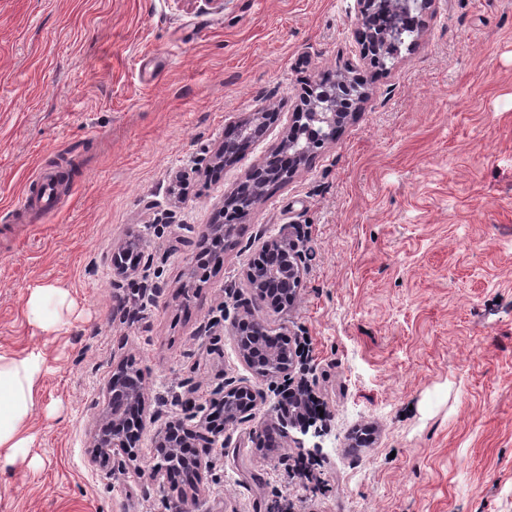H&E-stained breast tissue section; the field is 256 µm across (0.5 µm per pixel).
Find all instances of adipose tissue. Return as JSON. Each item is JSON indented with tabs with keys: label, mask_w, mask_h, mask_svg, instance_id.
<instances>
[{
	"label": "adipose tissue",
	"mask_w": 512,
	"mask_h": 512,
	"mask_svg": "<svg viewBox=\"0 0 512 512\" xmlns=\"http://www.w3.org/2000/svg\"><path fill=\"white\" fill-rule=\"evenodd\" d=\"M45 375L40 350H0V473L13 466L19 449L31 441L29 421Z\"/></svg>",
	"instance_id": "ef3b65f1"
}]
</instances>
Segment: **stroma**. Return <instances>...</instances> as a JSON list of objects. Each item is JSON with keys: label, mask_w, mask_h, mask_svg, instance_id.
Wrapping results in <instances>:
<instances>
[{"label": "stroma", "mask_w": 512, "mask_h": 512, "mask_svg": "<svg viewBox=\"0 0 512 512\" xmlns=\"http://www.w3.org/2000/svg\"><path fill=\"white\" fill-rule=\"evenodd\" d=\"M356 0H0V216L40 169L69 172L62 208L31 211L0 250V347L48 371L32 447L0 475V512H166L154 435L255 381L234 322L244 270L287 226L302 284L270 315L309 354L290 380L326 404L303 448L267 449L263 410L207 449L202 512H512V0H437L385 70L359 57ZM359 115L287 184L267 187L196 294L206 225L291 119L303 83L347 66ZM278 122L233 166L200 173L231 121ZM146 261L118 279L112 249ZM68 291L58 323L28 322L31 288ZM142 302L131 319L114 293ZM144 374V460L90 461L96 405L118 361ZM370 443L353 446L359 429ZM313 475L286 480L282 455Z\"/></svg>", "instance_id": "obj_1"}]
</instances>
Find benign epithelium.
Here are the masks:
<instances>
[{
    "instance_id": "1",
    "label": "benign epithelium",
    "mask_w": 512,
    "mask_h": 512,
    "mask_svg": "<svg viewBox=\"0 0 512 512\" xmlns=\"http://www.w3.org/2000/svg\"><path fill=\"white\" fill-rule=\"evenodd\" d=\"M356 3L359 23L365 24L374 14L380 29L375 40L366 39L360 43V56L372 60L376 55L387 54L394 39L403 35L412 22V6L418 4L420 10L426 11L434 5L435 0H356ZM351 73L352 68L349 67L329 84L317 79L304 87L299 103L292 112L291 124L270 151V155L276 157L288 155V169L271 168L265 160L248 173L246 182L253 186L251 195L239 198L234 189L225 192L219 218L201 234L200 251L194 257V267L202 269L212 263V259L204 256L208 242L216 243L222 239L224 245H229V237L239 227L237 220L247 215L262 198L268 180L288 183L300 168L310 163L319 149L336 139V130L357 115V110L367 97L362 89L346 101L342 111H337L341 90L357 84L351 78ZM278 119L279 112L267 107L232 122L215 158L225 166L235 164L242 149L259 140L255 136L256 129L266 131ZM133 253L134 249L129 243H120L113 248L112 267L119 277L127 278L138 271L140 262H129ZM283 282L297 287L302 282V256L289 233L268 240L261 252L251 259L244 274V287L254 301L275 313L288 310L295 300V294L291 292L286 297L278 294L277 286ZM271 335L269 324L248 318L237 322L233 334L240 360L259 380L285 379L295 366L296 354L291 346L283 343L275 347L261 345L263 339ZM129 375L143 377L142 371L133 363H118L106 387L103 409L97 414L98 426L90 444L91 461L108 475L117 466L138 461L143 454L140 441L146 428L145 392L137 385L125 387ZM289 394L293 395L292 405L285 408L281 399L270 401L249 384L226 388L221 397L224 402V425L248 417L251 411L263 404L267 406L264 432L274 443L286 440L289 430L304 428L301 413L307 401L304 392L293 389ZM180 428L181 436L177 441L173 440V433L165 429L155 433V447L167 449V454L152 457V469L170 477L184 476L192 489L196 490L202 480V470L207 467V462L198 451L199 441L209 432L211 436L208 438L213 442L219 437L220 431L207 425L205 419L193 426L182 422ZM183 448L193 449V454L184 456L181 452Z\"/></svg>"
}]
</instances>
